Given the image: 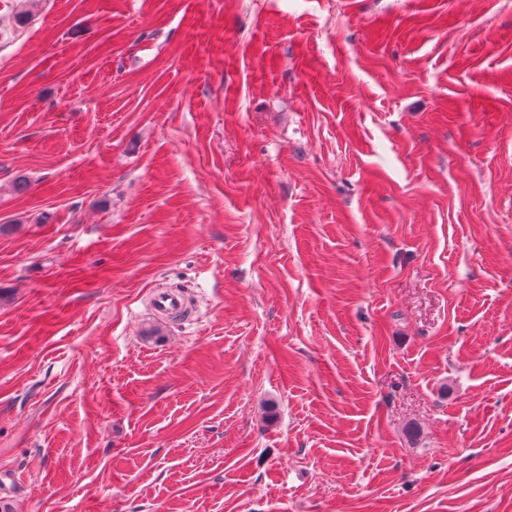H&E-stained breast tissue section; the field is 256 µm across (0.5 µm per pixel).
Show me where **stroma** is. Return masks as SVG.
I'll return each mask as SVG.
<instances>
[{"instance_id": "35a3bbf8", "label": "stroma", "mask_w": 512, "mask_h": 512, "mask_svg": "<svg viewBox=\"0 0 512 512\" xmlns=\"http://www.w3.org/2000/svg\"><path fill=\"white\" fill-rule=\"evenodd\" d=\"M31 11L0 38V502L512 512V0ZM150 305L157 315L165 318H180L187 313L183 296L173 290H155L150 297Z\"/></svg>"}]
</instances>
